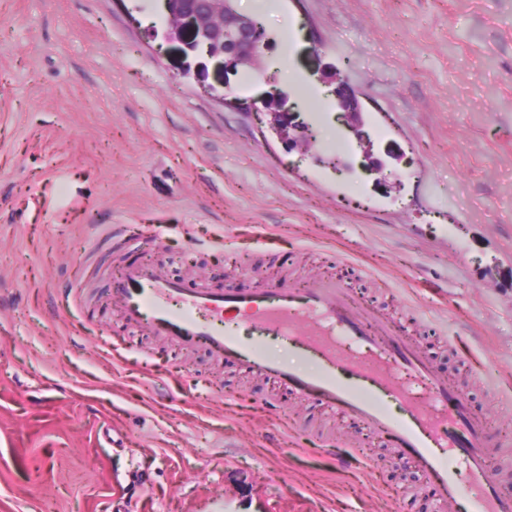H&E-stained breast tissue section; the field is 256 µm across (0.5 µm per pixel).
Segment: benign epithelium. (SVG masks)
I'll list each match as a JSON object with an SVG mask.
<instances>
[{"label": "benign epithelium", "instance_id": "1", "mask_svg": "<svg viewBox=\"0 0 512 512\" xmlns=\"http://www.w3.org/2000/svg\"><path fill=\"white\" fill-rule=\"evenodd\" d=\"M197 0H163L166 38L178 43L177 52L185 60L205 54L217 61V73L229 74L240 66L263 70L262 50L269 44L263 27L255 20L239 15L234 0H203L204 10L192 4ZM345 112H357L355 94L347 78L339 72L325 77ZM288 97L279 94L262 103V112L271 127L285 141L302 151L310 148L311 135L302 130L296 115L287 106Z\"/></svg>", "mask_w": 512, "mask_h": 512}]
</instances>
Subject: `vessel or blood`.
<instances>
[{
	"label": "vessel or blood",
	"instance_id": "vessel-or-blood-1",
	"mask_svg": "<svg viewBox=\"0 0 512 512\" xmlns=\"http://www.w3.org/2000/svg\"><path fill=\"white\" fill-rule=\"evenodd\" d=\"M112 298L125 323L184 348H204L336 418L356 421L413 461L433 485L439 512H512V495L499 490L488 466L495 443L484 418L436 375L406 334L355 307L336 281L300 288L283 280L243 294L133 262L114 278ZM253 330L295 344L319 361L320 371L308 374L271 358L247 339ZM387 396L406 406L408 419L388 412Z\"/></svg>",
	"mask_w": 512,
	"mask_h": 512
}]
</instances>
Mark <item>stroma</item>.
I'll return each instance as SVG.
<instances>
[{
  "mask_svg": "<svg viewBox=\"0 0 512 512\" xmlns=\"http://www.w3.org/2000/svg\"><path fill=\"white\" fill-rule=\"evenodd\" d=\"M235 8L271 48L221 82L210 60L182 74L156 0H0V512H436L366 431L123 328L110 278L132 261L216 289L336 278L466 389L512 494V0ZM280 90L308 153L255 110ZM101 224L162 238L106 250L78 312ZM319 427L357 461L315 447ZM324 79L329 85H335L333 92L336 95L339 106L344 112H351L352 114L358 112L354 91L344 75L340 72H335L329 76H325Z\"/></svg>",
  "mask_w": 512,
  "mask_h": 512,
  "instance_id": "obj_1",
  "label": "stroma"
}]
</instances>
